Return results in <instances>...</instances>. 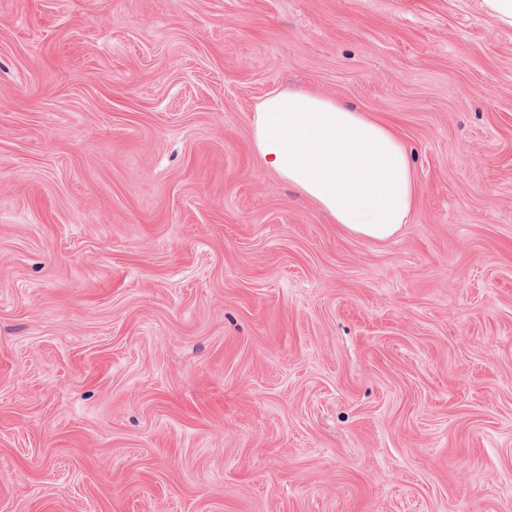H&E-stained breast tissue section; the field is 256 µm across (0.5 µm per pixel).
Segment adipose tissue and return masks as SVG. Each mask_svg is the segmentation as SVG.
<instances>
[{
    "instance_id": "ef3b65f1",
    "label": "adipose tissue",
    "mask_w": 512,
    "mask_h": 512,
    "mask_svg": "<svg viewBox=\"0 0 512 512\" xmlns=\"http://www.w3.org/2000/svg\"><path fill=\"white\" fill-rule=\"evenodd\" d=\"M252 141L264 164L350 234L386 240L407 224L417 184L410 153L385 122L304 90L267 95Z\"/></svg>"
}]
</instances>
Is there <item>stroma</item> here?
Instances as JSON below:
<instances>
[{"mask_svg": "<svg viewBox=\"0 0 512 512\" xmlns=\"http://www.w3.org/2000/svg\"><path fill=\"white\" fill-rule=\"evenodd\" d=\"M392 122L348 234L256 105ZM0 512H512V27L480 0H0ZM252 141L264 164L358 237L386 240L407 224L417 184L410 153L386 123L304 90L267 95Z\"/></svg>", "mask_w": 512, "mask_h": 512, "instance_id": "1", "label": "stroma"}]
</instances>
